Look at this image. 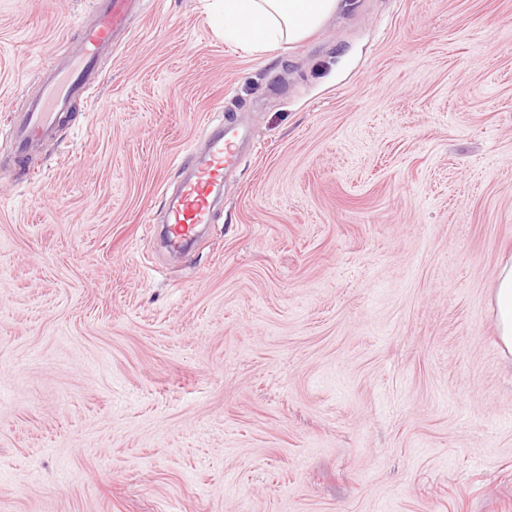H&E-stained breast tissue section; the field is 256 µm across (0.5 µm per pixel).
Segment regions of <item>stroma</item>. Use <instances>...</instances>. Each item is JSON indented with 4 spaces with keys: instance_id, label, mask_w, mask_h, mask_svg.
Here are the masks:
<instances>
[{
    "instance_id": "obj_1",
    "label": "stroma",
    "mask_w": 512,
    "mask_h": 512,
    "mask_svg": "<svg viewBox=\"0 0 512 512\" xmlns=\"http://www.w3.org/2000/svg\"><path fill=\"white\" fill-rule=\"evenodd\" d=\"M345 2L251 55L144 0L32 181L7 119L92 2L0 0V512H512V0ZM241 136L237 126H224L219 136L209 139L204 160L181 183L165 218L173 249L187 247L197 228L210 223L214 205L224 192V171L237 157ZM495 322L499 339L512 354V259L499 264L494 285Z\"/></svg>"
}]
</instances>
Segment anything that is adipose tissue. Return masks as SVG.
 <instances>
[{
	"label": "adipose tissue",
	"instance_id": "adipose-tissue-1",
	"mask_svg": "<svg viewBox=\"0 0 512 512\" xmlns=\"http://www.w3.org/2000/svg\"><path fill=\"white\" fill-rule=\"evenodd\" d=\"M339 6L340 0H211L210 17L225 43L266 54L305 40ZM494 308L499 339L512 354V259L499 264Z\"/></svg>",
	"mask_w": 512,
	"mask_h": 512
}]
</instances>
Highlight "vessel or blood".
<instances>
[{
  "mask_svg": "<svg viewBox=\"0 0 512 512\" xmlns=\"http://www.w3.org/2000/svg\"><path fill=\"white\" fill-rule=\"evenodd\" d=\"M137 0H94L92 19L83 26L78 53L63 52L42 67L39 93L28 98L21 111L13 113L8 131L15 143V156L29 162L45 142L55 137L62 114L71 113L102 81L97 63L111 53ZM242 133L237 126L224 127L210 138L203 161L181 183L166 212L168 241L173 249L188 246L199 226L210 223L216 201L224 192V171L238 153Z\"/></svg>",
  "mask_w": 512,
  "mask_h": 512,
  "instance_id": "obj_1",
  "label": "vessel or blood"
}]
</instances>
